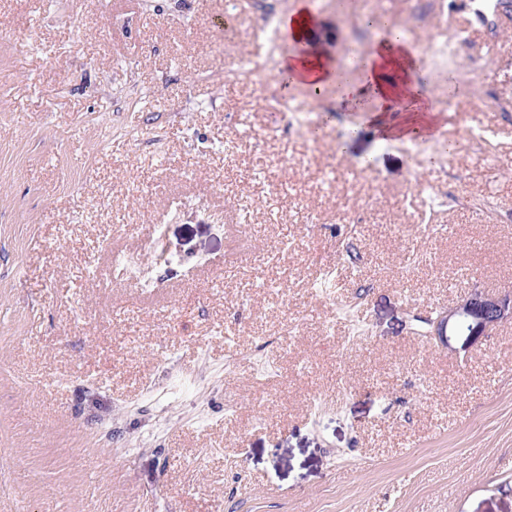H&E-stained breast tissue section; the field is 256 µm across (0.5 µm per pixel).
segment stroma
<instances>
[{
    "instance_id": "35a3bbf8",
    "label": "stroma",
    "mask_w": 512,
    "mask_h": 512,
    "mask_svg": "<svg viewBox=\"0 0 512 512\" xmlns=\"http://www.w3.org/2000/svg\"><path fill=\"white\" fill-rule=\"evenodd\" d=\"M304 1L455 123L416 154L285 83L297 0H0V512H512V321L426 334L512 293V29ZM512 320V293L489 295L480 290H471L454 306L441 312L430 323L428 335L432 336L442 348L452 350V337L457 336V326L461 321L469 323L470 332L464 336L467 344L501 323Z\"/></svg>"
}]
</instances>
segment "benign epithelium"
I'll return each instance as SVG.
<instances>
[{"label": "benign epithelium", "instance_id": "benign-epithelium-1", "mask_svg": "<svg viewBox=\"0 0 512 512\" xmlns=\"http://www.w3.org/2000/svg\"><path fill=\"white\" fill-rule=\"evenodd\" d=\"M511 320V292L496 296L472 290L430 323L428 335L432 336L440 347L451 350V339L457 336V326L460 322L469 323L470 332L463 339V343L467 344L487 334L492 328Z\"/></svg>", "mask_w": 512, "mask_h": 512}]
</instances>
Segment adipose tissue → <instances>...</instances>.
<instances>
[{"mask_svg": "<svg viewBox=\"0 0 512 512\" xmlns=\"http://www.w3.org/2000/svg\"><path fill=\"white\" fill-rule=\"evenodd\" d=\"M417 58V51L409 48L400 34L391 35L364 55L360 63L363 85L340 86L338 99L354 101L368 90L381 102L410 100V119L406 127L400 128L399 134L404 139L426 135L435 112L418 91L415 82ZM281 70L292 82L316 88L333 83L335 79L334 62L322 50L304 56L284 57Z\"/></svg>", "mask_w": 512, "mask_h": 512, "instance_id": "adipose-tissue-1", "label": "adipose tissue"}]
</instances>
